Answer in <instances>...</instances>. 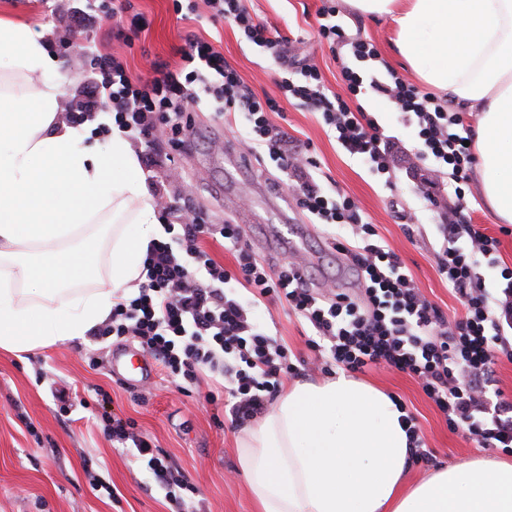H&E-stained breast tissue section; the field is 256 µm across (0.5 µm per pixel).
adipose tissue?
I'll return each instance as SVG.
<instances>
[{
	"label": "adipose tissue",
	"mask_w": 512,
	"mask_h": 512,
	"mask_svg": "<svg viewBox=\"0 0 512 512\" xmlns=\"http://www.w3.org/2000/svg\"><path fill=\"white\" fill-rule=\"evenodd\" d=\"M387 16L420 83L477 116V173L512 224V0H349ZM0 348L81 339L136 288L158 233L130 144L102 148L64 117L45 35L0 19ZM383 390L346 373L297 381L237 435L258 512H512V462L467 460L407 486L409 439Z\"/></svg>",
	"instance_id": "ef3b65f1"
}]
</instances>
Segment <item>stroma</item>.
Wrapping results in <instances>:
<instances>
[{"mask_svg":"<svg viewBox=\"0 0 512 512\" xmlns=\"http://www.w3.org/2000/svg\"><path fill=\"white\" fill-rule=\"evenodd\" d=\"M133 4L146 25L127 39L113 37L119 23L105 13H98L94 23H84L90 10L87 0H0V17L50 31L47 48L63 62L58 79L69 117L78 114L77 104L84 101L92 75L91 57L81 54V47L95 45L99 52L119 57L132 78L145 79L152 75V62L180 65L179 49L190 31L223 53L257 95L278 96L268 54L241 42L232 22L201 25L178 19L174 0ZM321 5V0L246 2L252 15L282 35L305 34L326 85L338 92L339 65L329 47L317 43ZM336 22L349 37H362L378 50L377 60L357 63L363 76L383 77L392 69L415 81L412 69L396 53L390 19L360 15L347 0H340ZM361 102L387 133L398 138V159L389 175L372 172L346 154L315 112L286 105L283 125L307 145L321 183L351 197L401 255L424 295L448 318L463 317L461 302L437 271L433 229L444 212L424 206L418 195L430 173L414 157L415 129L396 109H381L375 94L366 93ZM192 120V149L182 152L159 140L147 182L160 184L178 210L186 205L181 189L193 186L187 204L206 223L245 225L253 250L270 265L285 264V246L292 242L307 254L314 279H330L337 287L356 291L357 280L331 247L334 229L313 223L289 191L277 187L273 166L253 160L243 121L231 115L217 118L205 110L193 112ZM468 199L473 223L500 240L497 265L484 271L492 279L501 266L512 268V234L501 233L478 189H471ZM403 211L414 216L410 239L399 218ZM257 315L296 359H312L305 344L307 327L300 319L269 302L258 307ZM112 345V340L88 336L20 357L0 349V512H173V504L155 491L149 472L136 463L131 450L113 447L104 436L100 421L106 413L134 420L138 430L170 456L195 488L187 500L196 512H255L238 466L239 425L232 422L223 401H208L210 387L205 383L184 395L161 370L135 388L114 376L109 366H90V358L110 356ZM361 378L390 393L418 419L432 458L410 465V481L434 468L483 456L473 441L449 429L444 414L414 378L382 366L367 369Z\"/></svg>","mask_w":512,"mask_h":512,"instance_id":"1","label":"stroma"}]
</instances>
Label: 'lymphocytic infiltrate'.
Returning <instances> with one entry per match:
<instances>
[{"instance_id": "lymphocytic-infiltrate-1", "label": "lymphocytic infiltrate", "mask_w": 512, "mask_h": 512, "mask_svg": "<svg viewBox=\"0 0 512 512\" xmlns=\"http://www.w3.org/2000/svg\"><path fill=\"white\" fill-rule=\"evenodd\" d=\"M211 20L234 23L248 43L265 48L280 72V97H258L223 54L190 36L180 50L182 64L170 69L154 63V76L132 79L122 62L97 55L98 80L89 88L91 103L110 113L112 125L142 146L151 162L161 126H169L175 144L185 147L192 132L186 112L207 107L216 117L229 112L245 119L247 137L261 159L274 163L298 207L314 223L348 227L333 248L343 256L362 286L359 296L316 283L304 259L272 269L251 248L239 224H203L194 220L165 225V235L148 247L138 287L112 306L93 338L113 337L137 345L181 393L209 378L225 393L234 421L265 413L284 378L297 375L287 345L269 334L255 311L263 301H285L289 313L307 328L306 345L322 357V372H349L383 366L415 378L451 430L480 448L512 452V400L495 389L499 359L512 361V269L499 282L486 280L483 265L493 261L498 238L487 235L465 211V188L474 156L465 146L461 113L420 90L397 72L364 80L341 65L345 94L330 92L309 54L248 11L244 0H206ZM336 0H322L319 42L332 52L348 50L355 60H374V44L348 37L335 21ZM387 97L414 126L415 154L429 172H448L456 202L435 227L439 274L466 314L449 321L414 282L399 255L381 239L348 196L329 194L312 171L305 145L273 121L285 104L317 112L350 156L368 162L380 174L395 163L394 136L385 134L361 103L364 89ZM211 237L232 250L236 271H228L202 249ZM103 432L113 443L132 449L166 499L184 505L190 484L134 421L103 415Z\"/></svg>"}]
</instances>
